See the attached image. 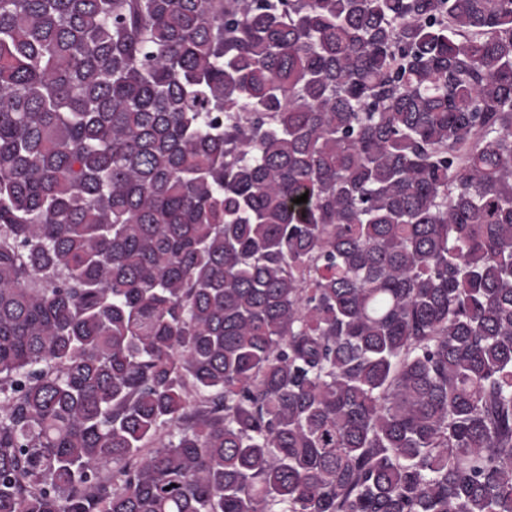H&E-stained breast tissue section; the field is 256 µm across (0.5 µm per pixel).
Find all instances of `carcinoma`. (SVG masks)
<instances>
[{
    "label": "carcinoma",
    "mask_w": 512,
    "mask_h": 512,
    "mask_svg": "<svg viewBox=\"0 0 512 512\" xmlns=\"http://www.w3.org/2000/svg\"><path fill=\"white\" fill-rule=\"evenodd\" d=\"M0 512H512V0H0Z\"/></svg>",
    "instance_id": "cac0c4a2"
}]
</instances>
